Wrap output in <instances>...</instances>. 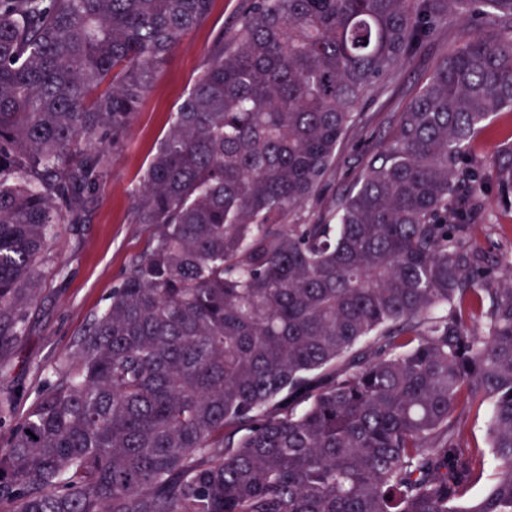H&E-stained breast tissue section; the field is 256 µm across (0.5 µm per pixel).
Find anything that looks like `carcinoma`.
Returning a JSON list of instances; mask_svg holds the SVG:
<instances>
[{
  "label": "carcinoma",
  "instance_id": "obj_1",
  "mask_svg": "<svg viewBox=\"0 0 512 512\" xmlns=\"http://www.w3.org/2000/svg\"><path fill=\"white\" fill-rule=\"evenodd\" d=\"M212 2L0 0V353ZM450 18L472 34L305 223L362 102ZM502 109L512 0H245L132 192L145 248L35 400L0 396V512H512V272L488 287L471 240L512 207V144L470 158ZM486 408L478 403L472 404L462 417L463 442L472 448L485 447Z\"/></svg>",
  "mask_w": 512,
  "mask_h": 512
}]
</instances>
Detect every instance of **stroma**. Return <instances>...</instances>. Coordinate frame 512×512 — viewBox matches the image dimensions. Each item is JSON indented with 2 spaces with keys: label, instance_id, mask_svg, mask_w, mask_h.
I'll use <instances>...</instances> for the list:
<instances>
[{
  "label": "stroma",
  "instance_id": "35a3bbf8",
  "mask_svg": "<svg viewBox=\"0 0 512 512\" xmlns=\"http://www.w3.org/2000/svg\"><path fill=\"white\" fill-rule=\"evenodd\" d=\"M242 3L213 0L208 19L184 38L146 93L123 149L108 154L103 175L87 195L82 220L62 225L58 240L39 264V294L28 311L26 333L0 354V394L13 397L17 410L33 402L53 367L72 352L76 337L106 306L131 258L143 250L152 230L130 223L131 192L213 44L236 24ZM469 33L463 21L440 24L398 67L384 90L363 103L368 124L355 129L338 151L331 178L304 212L308 222H320L330 200L355 182L377 138L390 136L395 115ZM472 237L496 268L504 269L512 263V210L495 208L491 223L474 225Z\"/></svg>",
  "mask_w": 512,
  "mask_h": 512
}]
</instances>
